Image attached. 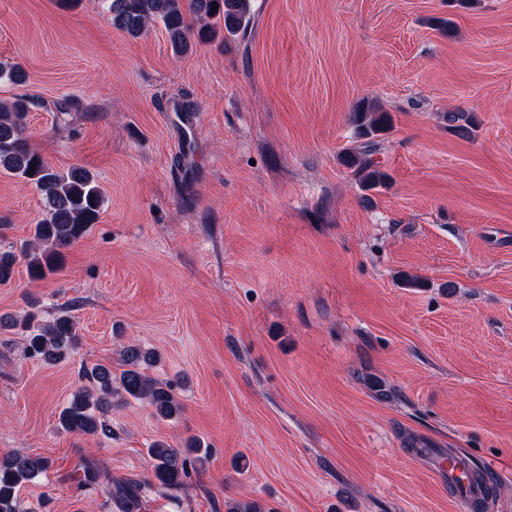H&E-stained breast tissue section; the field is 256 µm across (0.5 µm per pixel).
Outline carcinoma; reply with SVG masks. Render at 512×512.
<instances>
[{
  "instance_id": "1",
  "label": "carcinoma",
  "mask_w": 512,
  "mask_h": 512,
  "mask_svg": "<svg viewBox=\"0 0 512 512\" xmlns=\"http://www.w3.org/2000/svg\"><path fill=\"white\" fill-rule=\"evenodd\" d=\"M112 24L131 37L141 35L148 27L160 23L165 28L173 51L187 53L194 43L213 38L215 25L224 24L230 37H244L251 28L253 0H104ZM31 101L16 99L0 106V170H5L36 185L46 195L47 214L31 228L32 238L21 246V254L0 250V284L8 283L15 273L18 256L27 259L31 279L41 280L52 272L61 256L60 249L80 240L97 223L103 198L94 176L81 167L66 172L55 170L41 154L32 149L24 137V118ZM451 129L461 137L470 136V126L462 112L445 115ZM354 144L340 156L364 191L387 186L390 175L381 169L374 155L381 148L382 135L392 128L391 116L374 103L364 101L351 113ZM12 324L26 331L25 354L47 364L63 361L77 343L76 321L62 310L46 325L35 323L29 314ZM160 363L154 349L130 343L122 349L123 369L112 373V366L97 363L84 367L79 386L59 414V427L86 436L112 437V425L101 412L112 405V399L129 398L147 403L162 420L177 418L183 405L170 383L155 380L147 370ZM151 460L149 480L164 489L182 488L190 472L204 466L209 449L198 439H190L181 448L157 441L147 448ZM48 458L22 452L0 456V512H18V493L28 482L47 473ZM103 473L97 463L82 465L79 486L99 483ZM143 479L124 478L111 483L109 494L120 512H140ZM225 512H266L254 500L224 501Z\"/></svg>"
}]
</instances>
